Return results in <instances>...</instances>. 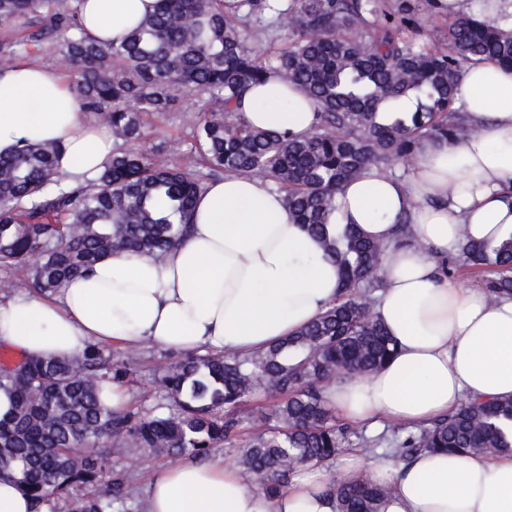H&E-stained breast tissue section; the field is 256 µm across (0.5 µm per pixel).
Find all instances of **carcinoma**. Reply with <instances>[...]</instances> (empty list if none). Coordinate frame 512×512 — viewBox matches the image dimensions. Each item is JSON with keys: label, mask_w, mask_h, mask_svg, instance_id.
Wrapping results in <instances>:
<instances>
[{"label": "carcinoma", "mask_w": 512, "mask_h": 512, "mask_svg": "<svg viewBox=\"0 0 512 512\" xmlns=\"http://www.w3.org/2000/svg\"><path fill=\"white\" fill-rule=\"evenodd\" d=\"M119 44L99 45L83 33L78 0H0V26L26 29L0 46V70L39 52L52 34L75 77L82 107L111 129L112 159L100 176L65 189L60 147L28 142L0 155V266L31 291L55 293L107 254H148L161 261L185 241L197 196L225 174L259 176L285 194L295 222L321 239L342 270V291L314 322L249 357L188 355L154 373L165 402L151 410L128 403L105 408L99 389L128 381L137 358L115 360L88 345L72 359L26 358L0 365V389L13 396L0 416V475L19 482L34 512H148L134 500L140 458L203 460L228 444L256 491L288 486L310 463L331 464L356 436L336 422L324 384L340 374L383 366L393 340L372 314L386 248L353 225L336 238L328 219L336 194L365 170H388L414 159L423 144L439 146L475 132L453 109L462 64L512 67V31L461 14L440 45L423 50L378 21L380 0H159ZM297 33L271 59L261 58L250 33ZM298 85L319 106L307 136L249 126L233 107L269 73ZM207 106L195 143L158 163L127 148L147 126L156 129L184 97ZM383 112H404L391 123ZM486 276L495 298L512 296V238L491 246L464 239L446 269ZM267 406L247 414L258 393ZM392 456L422 448L461 454L512 451V398L468 401L433 424L392 429ZM123 449L108 466L105 448ZM338 512H381L389 490L335 479Z\"/></svg>", "instance_id": "1"}]
</instances>
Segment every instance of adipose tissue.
Returning a JSON list of instances; mask_svg holds the SVG:
<instances>
[{"mask_svg": "<svg viewBox=\"0 0 512 512\" xmlns=\"http://www.w3.org/2000/svg\"><path fill=\"white\" fill-rule=\"evenodd\" d=\"M156 0H80L95 39L119 42ZM455 106L478 136L423 146L400 179L376 168L337 194L330 229L354 225L387 248L373 313L397 352L364 376L332 378L326 392L347 420L425 426L466 400L512 397V298L457 288L439 258L464 238L512 236V67L470 63ZM253 128L304 135L315 104L268 75L238 108ZM62 147L64 185L86 182L110 160V131L85 117L54 66L16 62L0 73V155L21 140ZM409 222L411 243H396ZM342 272L320 240L288 215L262 178L228 174L198 197L187 239L163 261L115 254L52 296L0 300V344L27 357L71 358L92 343L126 349H208L248 356L313 322L341 291ZM388 487L383 512H512V454L424 449L402 466L346 453L337 468L307 465L268 496L217 457L153 472L149 512H336L333 471Z\"/></svg>", "mask_w": 512, "mask_h": 512, "instance_id": "adipose-tissue-1", "label": "adipose tissue"}]
</instances>
